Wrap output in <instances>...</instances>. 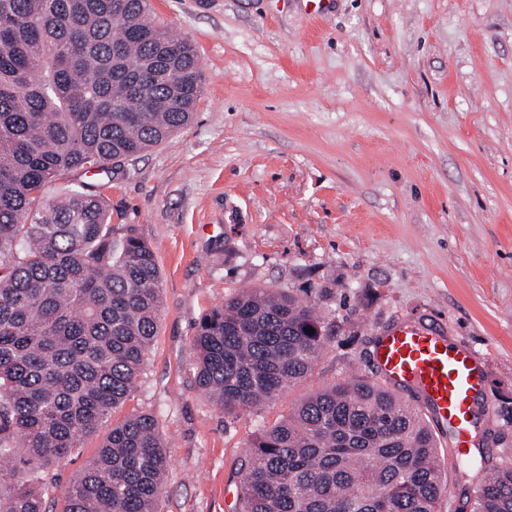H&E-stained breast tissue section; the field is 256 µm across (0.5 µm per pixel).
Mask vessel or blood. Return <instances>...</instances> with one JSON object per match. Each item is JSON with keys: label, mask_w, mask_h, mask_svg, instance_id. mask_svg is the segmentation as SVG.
Wrapping results in <instances>:
<instances>
[{"label": "vessel or blood", "mask_w": 512, "mask_h": 512, "mask_svg": "<svg viewBox=\"0 0 512 512\" xmlns=\"http://www.w3.org/2000/svg\"><path fill=\"white\" fill-rule=\"evenodd\" d=\"M374 365L389 386L415 391L419 408L452 432L457 452H468L476 431L475 408L486 376L474 353L452 345L442 332L400 321L376 340Z\"/></svg>", "instance_id": "b4317fda"}]
</instances>
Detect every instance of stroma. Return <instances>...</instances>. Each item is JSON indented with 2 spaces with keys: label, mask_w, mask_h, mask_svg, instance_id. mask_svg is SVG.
<instances>
[{
  "label": "stroma",
  "mask_w": 512,
  "mask_h": 512,
  "mask_svg": "<svg viewBox=\"0 0 512 512\" xmlns=\"http://www.w3.org/2000/svg\"><path fill=\"white\" fill-rule=\"evenodd\" d=\"M195 46L193 122L96 176L162 276L158 334L117 417L151 412L168 448L160 512H239L255 435L308 394L374 377L376 333L435 322L486 368L490 409L448 486L512 461V0H150ZM316 302L336 336L302 381L224 413L194 382L202 316L240 288ZM328 289L329 297L314 291Z\"/></svg>",
  "instance_id": "35a3bbf8"
}]
</instances>
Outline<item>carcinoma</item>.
<instances>
[{"label":"carcinoma","mask_w":512,"mask_h":512,"mask_svg":"<svg viewBox=\"0 0 512 512\" xmlns=\"http://www.w3.org/2000/svg\"><path fill=\"white\" fill-rule=\"evenodd\" d=\"M147 4L0 0V512H47V471L130 400L157 333L155 253L84 180L193 119L197 51ZM62 176L75 188L49 199ZM331 328L290 294L233 293L198 324L196 387L226 412L269 403L312 372ZM168 464L157 418L131 414L61 512H158ZM483 471L457 512H512V464ZM239 476L241 512H437L447 485L422 412L364 376L261 431Z\"/></svg>","instance_id":"1"}]
</instances>
